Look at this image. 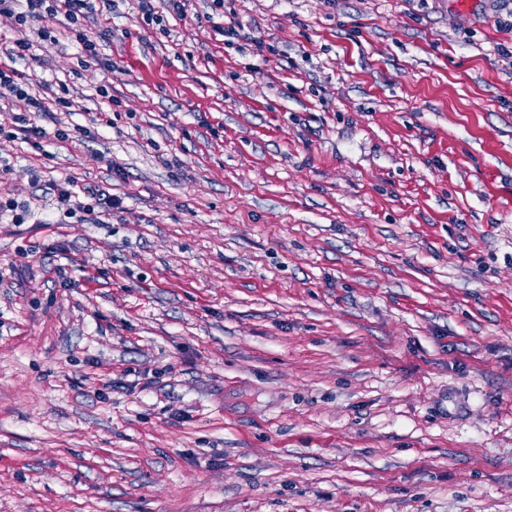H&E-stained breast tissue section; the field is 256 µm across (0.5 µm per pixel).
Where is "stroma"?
I'll return each mask as SVG.
<instances>
[{
    "instance_id": "35a3bbf8",
    "label": "stroma",
    "mask_w": 512,
    "mask_h": 512,
    "mask_svg": "<svg viewBox=\"0 0 512 512\" xmlns=\"http://www.w3.org/2000/svg\"><path fill=\"white\" fill-rule=\"evenodd\" d=\"M91 4L0 15V512H512V0ZM52 5H49L48 11L51 14L63 15L65 20L77 23L79 16L83 18L86 16L85 11L91 10L89 0H52ZM34 46V40L31 38L17 39L13 42V47L6 48L3 52L5 58L2 59V48L0 56V100L9 99L12 97L18 98L24 102V112L31 115L27 118V115L21 117L22 124L21 130L29 134H33L35 137H44L45 131L42 127L34 126L30 121L35 120L36 117H43L50 114L49 108L45 105L43 99L38 98L36 95L27 93L22 89V86L16 82L15 74L16 71L12 67V63H15L18 58L26 56L25 52L30 51Z\"/></svg>"
}]
</instances>
